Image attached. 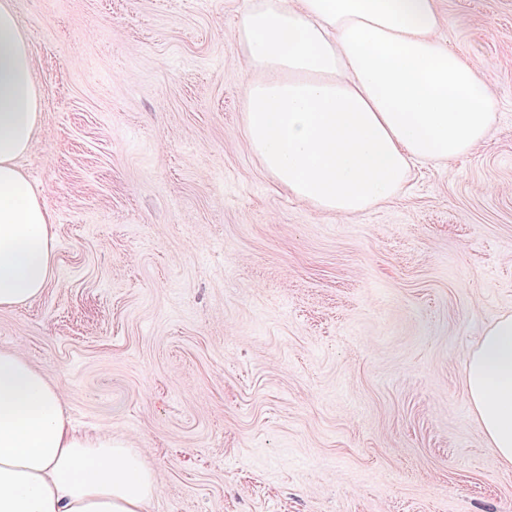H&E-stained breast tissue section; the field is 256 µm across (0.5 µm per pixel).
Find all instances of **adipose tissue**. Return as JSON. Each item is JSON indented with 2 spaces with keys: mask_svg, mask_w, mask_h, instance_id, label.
<instances>
[{
  "mask_svg": "<svg viewBox=\"0 0 512 512\" xmlns=\"http://www.w3.org/2000/svg\"><path fill=\"white\" fill-rule=\"evenodd\" d=\"M437 0H255L231 34L242 52L252 151L298 200L348 218L393 197L418 164L446 165L487 138L495 87L448 48ZM42 120L29 38L0 0V307L40 297L53 215L17 160ZM488 445L512 466V314L464 371ZM152 469L126 442L78 431L62 390L0 351V512H145Z\"/></svg>",
  "mask_w": 512,
  "mask_h": 512,
  "instance_id": "obj_1",
  "label": "adipose tissue"
}]
</instances>
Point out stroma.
Masks as SVG:
<instances>
[{"mask_svg": "<svg viewBox=\"0 0 512 512\" xmlns=\"http://www.w3.org/2000/svg\"><path fill=\"white\" fill-rule=\"evenodd\" d=\"M247 0H14L43 118L19 165L54 217L45 293L0 350L143 453L147 512H512L464 364L512 314V0H437L490 136L350 218L252 152Z\"/></svg>", "mask_w": 512, "mask_h": 512, "instance_id": "obj_1", "label": "stroma"}]
</instances>
